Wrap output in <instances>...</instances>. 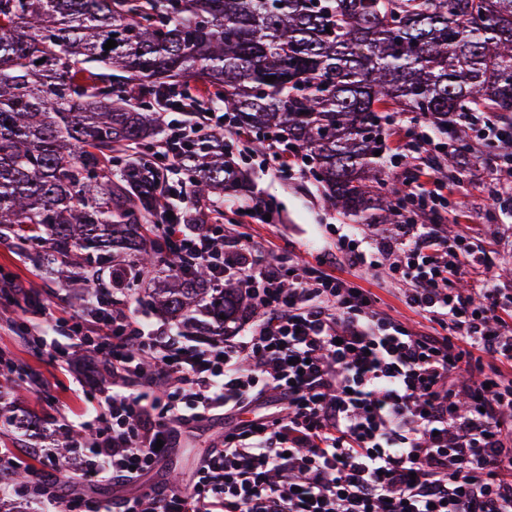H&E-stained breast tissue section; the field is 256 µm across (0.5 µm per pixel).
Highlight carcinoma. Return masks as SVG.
<instances>
[{
  "instance_id": "carcinoma-1",
  "label": "carcinoma",
  "mask_w": 512,
  "mask_h": 512,
  "mask_svg": "<svg viewBox=\"0 0 512 512\" xmlns=\"http://www.w3.org/2000/svg\"><path fill=\"white\" fill-rule=\"evenodd\" d=\"M192 94L229 134L310 158L328 209L397 224L374 156L387 113L434 122L450 164L471 149L462 115L512 127V0H0V236L62 288L144 283L178 328L222 336L239 289L155 237L177 217L154 104ZM180 169L197 206L242 190L221 132L185 145Z\"/></svg>"
}]
</instances>
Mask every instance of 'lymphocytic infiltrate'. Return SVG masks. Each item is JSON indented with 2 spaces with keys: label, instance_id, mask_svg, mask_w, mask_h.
I'll use <instances>...</instances> for the list:
<instances>
[{
  "label": "lymphocytic infiltrate",
  "instance_id": "f902f5d3",
  "mask_svg": "<svg viewBox=\"0 0 512 512\" xmlns=\"http://www.w3.org/2000/svg\"><path fill=\"white\" fill-rule=\"evenodd\" d=\"M155 232L211 267L214 287L240 288L262 318L233 341L190 344L104 308L79 370L94 414L79 453H42L30 497L54 512H87L53 492L64 470L87 484L137 481L172 448L177 429L237 415L184 494L123 496L112 512H512V306L487 278L495 260L465 234L407 219L393 234L336 229V253L297 265L287 251L215 249L220 218ZM390 259L405 304L431 324L410 330L376 296L336 275ZM463 267L470 292L454 288ZM278 410L251 420L249 404Z\"/></svg>",
  "mask_w": 512,
  "mask_h": 512
}]
</instances>
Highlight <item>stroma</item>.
<instances>
[{"label":"stroma","mask_w":512,"mask_h":512,"mask_svg":"<svg viewBox=\"0 0 512 512\" xmlns=\"http://www.w3.org/2000/svg\"><path fill=\"white\" fill-rule=\"evenodd\" d=\"M225 142L232 159L246 171L251 184L249 193L224 198L227 237L245 236L262 250L290 243L296 245L301 261L310 264L317 255L332 248L335 228L342 218L325 208L322 190L311 171L296 167L282 172L266 170L263 159L270 151L268 145L243 136H229ZM435 165L439 178L458 182L455 195L448 199L455 214L444 220L448 236L465 232L478 246L493 251L496 265L491 275L503 295H512V203L495 206L482 189V181L494 169L495 160L485 156L475 158L465 171L449 165L444 158L437 159ZM254 199L263 200L274 209V223L240 222L238 207ZM6 274L16 278L23 287L38 289L49 308L44 315L33 311L25 314L10 297H0V351L16 366L15 372L0 374V397L10 401L20 418L36 427L30 433L0 425V452L16 457L22 466L35 472L41 467L37 449L54 447L59 428L76 430L81 414L88 407L72 370L73 365L86 361L88 350L71 339V326L67 322L68 317L83 316L87 285L76 280L69 287H59L18 246L1 240L0 276ZM360 279L377 296V309L410 328L423 330L425 320L404 305L401 285L391 278L387 268L361 272ZM33 336L46 337L67 351L66 362L56 361L47 353H36L29 344ZM22 368L27 374L37 376L38 386H29L25 376H19ZM233 424V419L220 417L183 429L172 455L144 477L141 485L120 488L109 483L89 485L84 495L100 502L117 494L138 493L143 486L167 493L188 491L197 481L205 458L219 446L225 430ZM172 471L180 474V483L168 480L167 475Z\"/></svg>","instance_id":"stroma-1"}]
</instances>
